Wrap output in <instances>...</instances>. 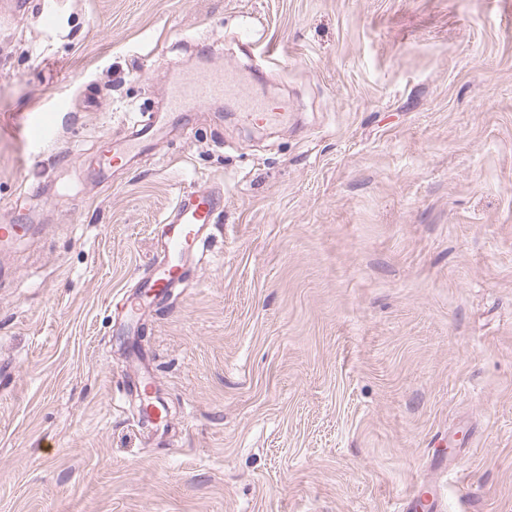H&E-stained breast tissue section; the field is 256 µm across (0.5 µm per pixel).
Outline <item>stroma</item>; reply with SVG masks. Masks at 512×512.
<instances>
[{
  "label": "stroma",
  "instance_id": "stroma-1",
  "mask_svg": "<svg viewBox=\"0 0 512 512\" xmlns=\"http://www.w3.org/2000/svg\"><path fill=\"white\" fill-rule=\"evenodd\" d=\"M214 67L287 113L168 109ZM193 190L210 244L127 320ZM0 224V512H512V0L0 17ZM418 490L414 491L413 494L409 495L405 498V501L407 503V506L409 507L408 510L414 509H427L430 512H442V500L440 499L441 492L440 491H434L433 489H427L425 490L419 500L411 505L413 500L418 497Z\"/></svg>",
  "mask_w": 512,
  "mask_h": 512
}]
</instances>
